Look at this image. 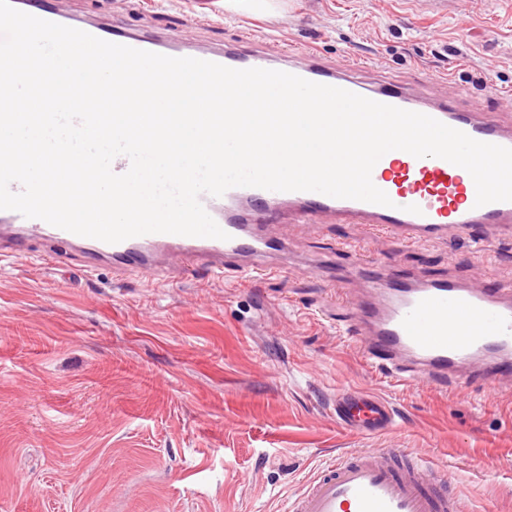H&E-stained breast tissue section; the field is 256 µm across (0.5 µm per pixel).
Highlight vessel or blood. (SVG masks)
I'll return each mask as SVG.
<instances>
[{"label":"vessel or blood","mask_w":512,"mask_h":512,"mask_svg":"<svg viewBox=\"0 0 512 512\" xmlns=\"http://www.w3.org/2000/svg\"><path fill=\"white\" fill-rule=\"evenodd\" d=\"M11 3L47 21L72 23L60 11L41 8L37 0ZM84 30L108 42L171 57L198 58L234 69L285 71L428 115L475 140L512 148V126H503L492 114L466 112L452 102L422 103L409 97L400 84L389 80L367 84L360 67L338 71L306 50L288 48L276 56L233 49L200 52L177 39L160 44L92 24ZM372 181L388 195L390 205L254 187H234L219 197L202 195V205L228 234L224 240L153 233L111 244L0 210V256L21 253L27 240L38 238L45 242L44 260L55 259L60 246L67 244L85 251V266L90 270L109 266L162 280L200 265L220 274L246 255L250 258L247 272L277 274L281 267L270 256L264 237L276 205L287 206L304 224L318 223L329 215L361 225L368 233H387L404 244L444 238L449 229L467 232L477 225H491L498 235L512 236V201L476 206L473 179L444 159L407 153L396 162L386 154L374 166ZM413 205L419 206V213H410ZM366 282L370 295L358 330L365 338L364 352L371 363L387 366L398 381L422 379L444 386L451 381L466 385L477 378L490 383L505 374L512 376L511 299L463 288L451 280H407L383 269L368 274ZM334 416L345 430L360 436L386 434L396 426L389 404L361 389L339 395ZM289 512H468V508L449 492L446 468L417 460L403 448H383L373 457L357 451L336 455L307 482Z\"/></svg>","instance_id":"b4317fda"}]
</instances>
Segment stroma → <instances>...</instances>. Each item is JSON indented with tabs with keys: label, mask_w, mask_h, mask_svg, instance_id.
<instances>
[{
	"label": "stroma",
	"mask_w": 512,
	"mask_h": 512,
	"mask_svg": "<svg viewBox=\"0 0 512 512\" xmlns=\"http://www.w3.org/2000/svg\"><path fill=\"white\" fill-rule=\"evenodd\" d=\"M41 3L196 49H314L429 101L462 88L460 107L512 122V0ZM267 235L288 267L264 278L90 272L74 249L41 262L38 240L0 257V512H284L336 454L379 448L447 466L469 512H512V390L398 383L344 335L358 310L321 277L369 263L492 290L512 284V240L487 232L477 253L455 231L406 245L285 215ZM347 388L386 398L396 429H340Z\"/></svg>",
	"instance_id": "obj_1"
}]
</instances>
